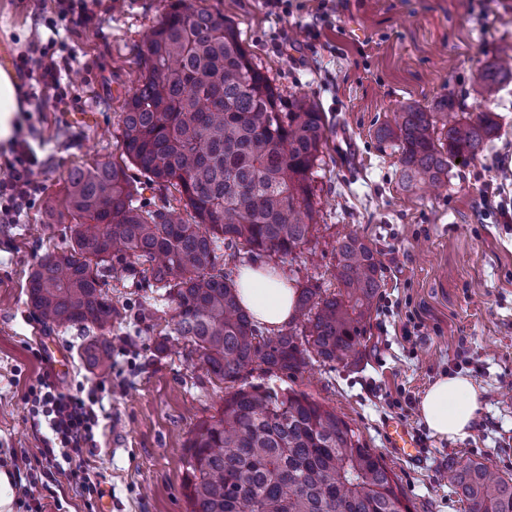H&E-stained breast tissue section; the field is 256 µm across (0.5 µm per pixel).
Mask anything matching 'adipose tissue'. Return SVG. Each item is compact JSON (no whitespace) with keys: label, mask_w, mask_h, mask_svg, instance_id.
<instances>
[{"label":"adipose tissue","mask_w":512,"mask_h":512,"mask_svg":"<svg viewBox=\"0 0 512 512\" xmlns=\"http://www.w3.org/2000/svg\"><path fill=\"white\" fill-rule=\"evenodd\" d=\"M23 107L16 81L0 69V143L12 140L20 127ZM237 285L242 307L267 330H276L292 320L295 294L287 278L261 264L241 266ZM480 407V393L464 376H447L434 382L420 403V414L436 436L467 438Z\"/></svg>","instance_id":"ef3b65f1"}]
</instances>
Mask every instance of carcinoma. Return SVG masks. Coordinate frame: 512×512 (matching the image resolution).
I'll return each instance as SVG.
<instances>
[{"label": "carcinoma", "instance_id": "1", "mask_svg": "<svg viewBox=\"0 0 512 512\" xmlns=\"http://www.w3.org/2000/svg\"><path fill=\"white\" fill-rule=\"evenodd\" d=\"M140 84L123 106L125 156L146 177L133 181L116 162L73 168L65 210L66 245L31 271L29 302L48 330L92 333L87 365L112 362L106 334L117 310L106 274L140 278L170 301L143 308L166 319L206 370L235 382L247 367L298 371L316 356L346 366L359 360L363 322L381 287L377 252L354 234L336 253L333 296L298 289L302 328L264 336L224 272L221 246L252 256H291L310 243L318 210L313 169L326 139L319 107L285 99L252 62L220 12L175 0L139 48ZM512 82V62L479 70L477 94L495 99ZM434 113L407 104L379 130L401 154L408 185L435 183L456 159H474L499 131L491 112L457 120L436 136ZM153 193L144 197V191ZM454 483L466 512H512V478L476 461ZM189 512H410L381 456L365 447L336 410L292 389L241 386L197 425L187 446Z\"/></svg>", "mask_w": 512, "mask_h": 512}]
</instances>
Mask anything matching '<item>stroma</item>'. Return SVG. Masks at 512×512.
<instances>
[{
  "label": "stroma",
  "instance_id": "stroma-1",
  "mask_svg": "<svg viewBox=\"0 0 512 512\" xmlns=\"http://www.w3.org/2000/svg\"><path fill=\"white\" fill-rule=\"evenodd\" d=\"M232 20L243 47L284 95L305 96L325 113L328 130L313 175L318 209L314 237L295 257H262L301 283L337 294L335 246L357 233L378 253L381 284L363 324L357 365L310 362L269 378L244 373L243 384L267 382L335 408L381 455L412 512H465L450 479L467 460L512 476V84L491 103L475 89L484 62L512 55V0H293L273 14L264 0H186ZM169 0H0V44L14 56L46 48L71 85L66 100L30 65L20 87L24 136L34 146L37 192L18 223H0V467L40 461L46 434L26 392L52 370L42 357L51 341L71 358L54 381L63 391L105 385L102 404L115 433H104L87 458L112 512H187L186 444L213 415L229 386L207 375L185 347L161 350L166 328L141 320L147 305L166 308L150 288L112 278L119 314L108 340L112 369L90 370L81 358V328L51 332L34 314L28 274L63 247L65 224L50 221L65 178L75 167L121 161L119 115L138 86V47ZM91 13L76 26L71 13ZM458 118L487 110L500 130L477 158L452 163L443 186L412 188L400 153L378 129L404 103L431 108L446 95ZM469 377L480 391L469 437L432 435L421 400L439 378ZM397 420L419 448L406 460L390 448L384 426Z\"/></svg>",
  "mask_w": 512,
  "mask_h": 512
}]
</instances>
